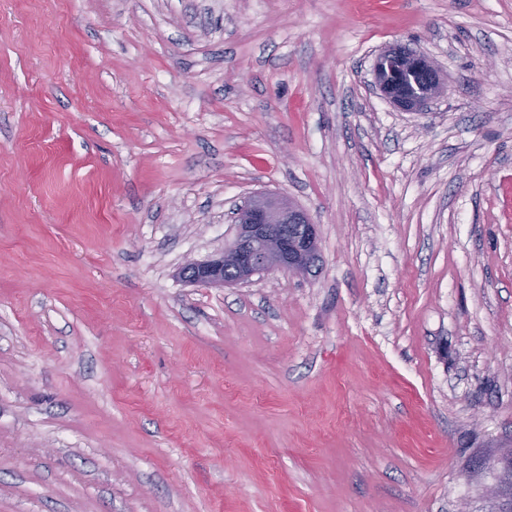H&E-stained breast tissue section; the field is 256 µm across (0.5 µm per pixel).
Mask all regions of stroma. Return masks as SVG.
<instances>
[{"label":"stroma","instance_id":"35a3bbf8","mask_svg":"<svg viewBox=\"0 0 512 512\" xmlns=\"http://www.w3.org/2000/svg\"><path fill=\"white\" fill-rule=\"evenodd\" d=\"M260 192L318 272L181 280ZM511 448L512 0H0V512H496ZM374 82L384 97L406 112L421 110L441 89L440 72L434 62L403 47L379 54Z\"/></svg>","mask_w":512,"mask_h":512}]
</instances>
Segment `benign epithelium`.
Returning a JSON list of instances; mask_svg holds the SVG:
<instances>
[{
	"mask_svg": "<svg viewBox=\"0 0 512 512\" xmlns=\"http://www.w3.org/2000/svg\"><path fill=\"white\" fill-rule=\"evenodd\" d=\"M376 88L395 107L421 110L441 89L434 62L403 47L379 54L374 68ZM238 233L224 251L209 259L185 263L178 275L190 284L210 287L243 284L274 271L307 277L319 256V225L302 208L273 194L244 201Z\"/></svg>",
	"mask_w": 512,
	"mask_h": 512,
	"instance_id": "benign-epithelium-1",
	"label": "benign epithelium"
}]
</instances>
